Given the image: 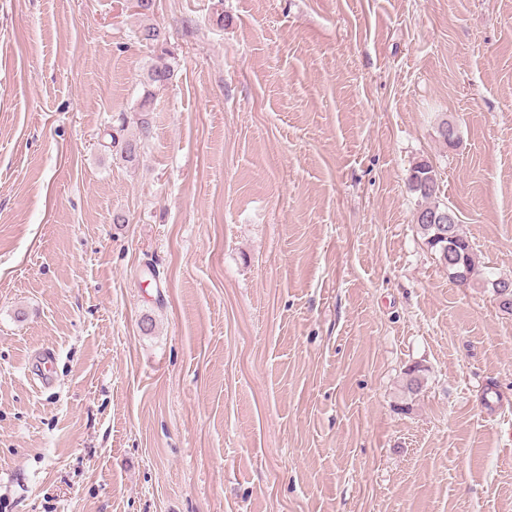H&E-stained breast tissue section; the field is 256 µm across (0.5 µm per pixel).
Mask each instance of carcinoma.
Returning a JSON list of instances; mask_svg holds the SVG:
<instances>
[{
    "instance_id": "obj_1",
    "label": "carcinoma",
    "mask_w": 512,
    "mask_h": 512,
    "mask_svg": "<svg viewBox=\"0 0 512 512\" xmlns=\"http://www.w3.org/2000/svg\"><path fill=\"white\" fill-rule=\"evenodd\" d=\"M136 38L139 42L158 48L161 51L158 61L148 71V83L155 87L169 83L174 76L175 69L172 62L166 59L168 50L163 48V38L160 29L153 24H145L137 30ZM123 131L124 127L122 126L112 129V133L109 134L110 145L120 150V156L125 161L132 162L139 153V142L136 139L125 137ZM408 185L410 191L421 200L418 213L422 215H438L443 212H449L454 218V223L448 225V233L453 237L455 248L448 250L446 255L443 254L444 241L437 237V232L440 231L439 225L426 224L424 222L418 223L426 245L435 251L439 262L451 271L457 267L460 268L467 279L472 275L479 274L472 246L467 236L461 230L460 219L456 211L448 205H440L435 202L440 187L433 166L427 161L415 163L411 168Z\"/></svg>"
}]
</instances>
